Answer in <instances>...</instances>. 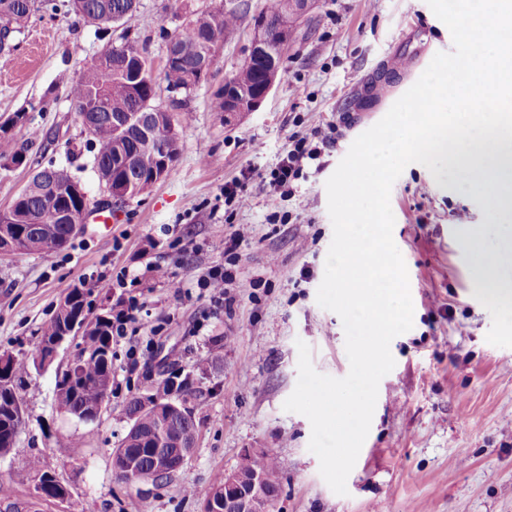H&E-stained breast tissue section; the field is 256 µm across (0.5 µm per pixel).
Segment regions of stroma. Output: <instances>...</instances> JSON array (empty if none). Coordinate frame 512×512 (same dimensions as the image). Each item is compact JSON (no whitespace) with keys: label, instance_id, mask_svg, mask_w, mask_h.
Wrapping results in <instances>:
<instances>
[{"label":"stroma","instance_id":"obj_1","mask_svg":"<svg viewBox=\"0 0 512 512\" xmlns=\"http://www.w3.org/2000/svg\"><path fill=\"white\" fill-rule=\"evenodd\" d=\"M248 2L225 32L211 75L184 99L191 119L180 130L170 176L115 204L111 229L85 225L52 256L0 257V352L30 349L65 290L89 288L98 275L123 270L132 288L94 292L92 314L136 297L137 321L112 341V397L93 424L60 416L55 372L26 379L20 395L26 426L0 458V484L39 512H199L192 489L235 468L246 448L269 450L282 465L275 512H512V348L486 340L489 311L476 299V270L461 232L488 224L483 197L454 177L409 164L390 197L393 240L405 261L413 327L395 337L393 370L384 376L369 434L335 494L309 450L311 424L283 404L298 379L297 342L314 368L342 378L350 364L340 317L316 299L333 237L325 187L353 141L388 112L436 53L453 49L449 29L426 0H317L295 29L285 72L262 107L229 119L213 112V92L240 66L253 18L265 0ZM214 0H139L134 20L102 28L67 8L39 11L0 53V118L26 111L13 128L28 147L26 166L0 173V209L26 185L31 170L62 165L79 177L90 207L107 202L70 96V85L108 44L146 47L162 66L166 39L186 12ZM331 131L319 170L299 180L288 200L255 195L258 175L276 166L289 139ZM250 192L247 207L224 204V187ZM250 233L224 248L239 225ZM167 271L161 279L141 259ZM224 266L233 280L223 303H211L198 280ZM176 351L177 360L167 359ZM191 375L202 396L193 453L173 479L141 495L113 473L112 450L124 436V406L168 373ZM70 491L64 501L37 500L27 463Z\"/></svg>","mask_w":512,"mask_h":512}]
</instances>
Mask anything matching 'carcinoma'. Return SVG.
<instances>
[{"instance_id":"1","label":"carcinoma","mask_w":512,"mask_h":512,"mask_svg":"<svg viewBox=\"0 0 512 512\" xmlns=\"http://www.w3.org/2000/svg\"><path fill=\"white\" fill-rule=\"evenodd\" d=\"M289 0H267L262 13L270 18L269 26L276 29ZM54 0H0V52L14 47L16 35L21 32L29 16L41 9L52 10ZM68 7L75 13L107 27L118 22L127 23L136 17L138 0H68ZM240 20L235 9L219 8L214 12H190L180 29L170 35V41L182 48L183 55L162 71V80L169 89L190 90L196 86L192 79L196 61L208 49L207 42L215 35H224L235 28ZM146 53L135 43L125 42L107 46L100 56L87 65L80 77L72 83L70 95L79 116L93 117L92 129L87 132L92 149V164L98 179H116L132 183L142 193L152 186V176L159 169L160 147L169 144L170 126L167 121L150 125V139L141 136L138 124L154 111L152 94L156 78L148 72L140 79L132 77L125 66L127 56ZM268 69L261 61L243 65L229 76L233 87L250 92L266 80ZM131 120L122 129L116 118ZM26 158V149L16 146L13 137L0 126V169L10 170V165ZM77 182L65 167L51 165L36 171L25 190L18 195L9 209L0 211V239L11 238L16 246L2 249L0 254L19 255L37 253L51 256L73 238V225L81 221L83 211L79 202L68 197L60 210L68 216L56 217L43 193L44 185L52 184L68 192ZM72 309L82 314L86 322L76 347L81 350V365L76 372L69 367H57L55 376V401L59 408L73 420L91 424L96 412L108 406L112 396L114 374L112 370V314L89 318L91 292L73 288ZM70 312L56 311L51 321L42 328L37 342L25 356L13 357L6 370L7 383L0 386V457L7 456L15 447L24 425V415L16 404L24 379L39 370L46 344L63 335L68 327ZM195 393L189 375L177 382L175 392L167 394L153 389L145 396L131 397L125 415L133 424L136 434L126 433L120 448L114 449V468L123 471L152 470L162 466V458L169 444H150L146 437L156 433L161 426L168 427L187 444L197 438V424L193 409L187 406L188 396ZM33 474L35 491L44 501L60 495V482L42 470L38 458L28 462ZM237 469L245 473L262 472L276 477L279 467L274 456L264 450L243 451Z\"/></svg>"}]
</instances>
